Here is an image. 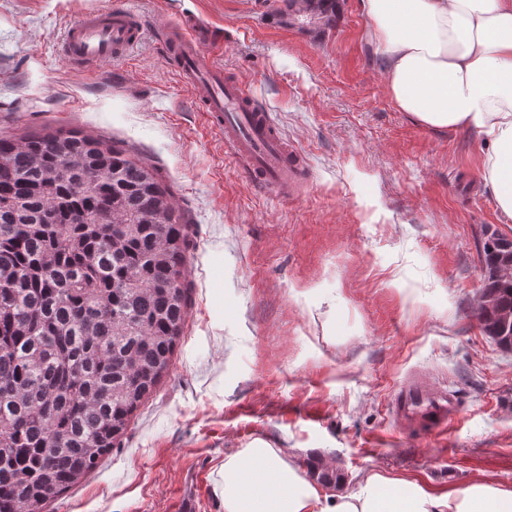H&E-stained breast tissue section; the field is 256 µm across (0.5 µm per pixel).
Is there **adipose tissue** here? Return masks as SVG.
<instances>
[{
  "instance_id": "obj_1",
  "label": "adipose tissue",
  "mask_w": 512,
  "mask_h": 512,
  "mask_svg": "<svg viewBox=\"0 0 512 512\" xmlns=\"http://www.w3.org/2000/svg\"><path fill=\"white\" fill-rule=\"evenodd\" d=\"M396 107L422 125L469 129L493 146L483 177L512 218V0H361ZM224 512H512V490H439L369 474L327 495L293 460L257 444L224 458Z\"/></svg>"
}]
</instances>
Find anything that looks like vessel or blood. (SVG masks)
Returning <instances> with one entry per match:
<instances>
[{
  "instance_id": "obj_1",
  "label": "vessel or blood",
  "mask_w": 512,
  "mask_h": 512,
  "mask_svg": "<svg viewBox=\"0 0 512 512\" xmlns=\"http://www.w3.org/2000/svg\"><path fill=\"white\" fill-rule=\"evenodd\" d=\"M196 21L186 19L162 38V47L181 82L190 88L208 125L224 134V148L244 176L264 191L280 195L301 186L300 153L280 135L268 110L237 80L224 76L213 55L217 38H202ZM143 34L134 15L122 7L89 11L69 26L57 46L64 59L86 68L128 56ZM389 409L409 426L431 433L459 412L454 395L434 390L418 375H408L393 391Z\"/></svg>"
}]
</instances>
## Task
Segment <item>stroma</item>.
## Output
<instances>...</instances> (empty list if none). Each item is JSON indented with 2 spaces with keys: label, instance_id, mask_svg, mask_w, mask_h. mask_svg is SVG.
Masks as SVG:
<instances>
[{
  "label": "stroma",
  "instance_id": "1",
  "mask_svg": "<svg viewBox=\"0 0 512 512\" xmlns=\"http://www.w3.org/2000/svg\"><path fill=\"white\" fill-rule=\"evenodd\" d=\"M143 20L129 58L69 65L54 41L82 14ZM217 27L240 80L301 153L307 184L258 191L178 80L159 35ZM360 0L330 28L288 0H0V137L74 130L156 168L191 226L184 335L170 370L100 467L46 512H224L227 454L263 441L342 494L371 472L512 490V351L477 317L488 239H512L482 170L492 146L419 124L389 98ZM416 373L461 411L423 435L390 416Z\"/></svg>",
  "mask_w": 512,
  "mask_h": 512
}]
</instances>
